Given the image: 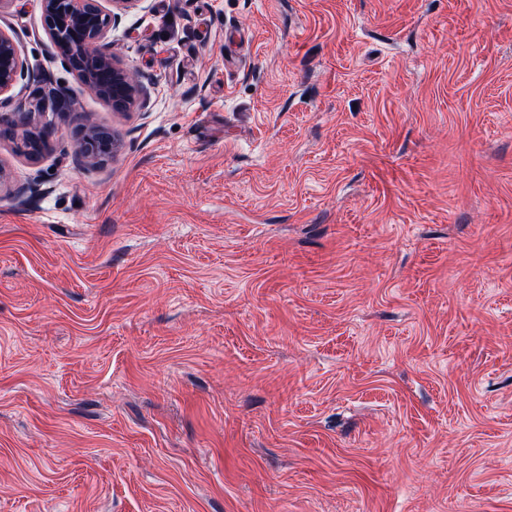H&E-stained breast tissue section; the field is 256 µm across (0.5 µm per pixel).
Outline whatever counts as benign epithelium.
Masks as SVG:
<instances>
[{"instance_id": "obj_1", "label": "benign epithelium", "mask_w": 512, "mask_h": 512, "mask_svg": "<svg viewBox=\"0 0 512 512\" xmlns=\"http://www.w3.org/2000/svg\"><path fill=\"white\" fill-rule=\"evenodd\" d=\"M45 31L57 56L76 75L79 86L111 102L115 111L124 112L138 105L147 107L145 88L139 75L120 66L112 53L109 34L121 16L140 8L142 0H40ZM23 72V62L14 38L0 29V97L8 94ZM40 89L27 106L19 107V122L4 129L33 128L34 116L48 110L69 114L75 111L74 92L55 83L46 73L37 75ZM50 109H45V103ZM81 136L76 155L96 163L118 149L112 135L93 125L80 124Z\"/></svg>"}]
</instances>
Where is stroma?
<instances>
[{
    "instance_id": "1",
    "label": "stroma",
    "mask_w": 512,
    "mask_h": 512,
    "mask_svg": "<svg viewBox=\"0 0 512 512\" xmlns=\"http://www.w3.org/2000/svg\"><path fill=\"white\" fill-rule=\"evenodd\" d=\"M75 86L38 0L0 10ZM146 109L0 135V512H512V0H143ZM40 194L19 199L30 178ZM81 136L77 141L76 155L87 163H96L112 156L119 145L112 135L101 131L93 125L79 123Z\"/></svg>"
}]
</instances>
